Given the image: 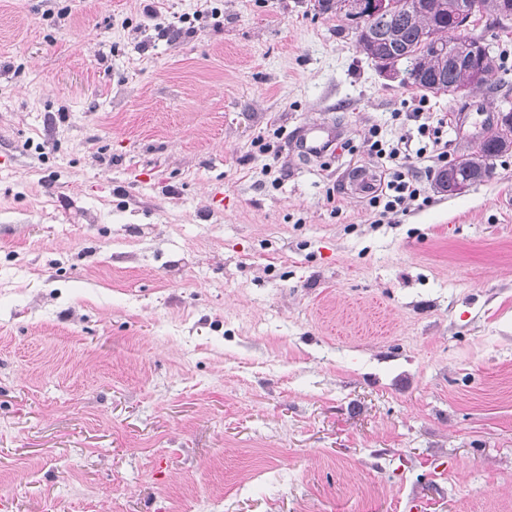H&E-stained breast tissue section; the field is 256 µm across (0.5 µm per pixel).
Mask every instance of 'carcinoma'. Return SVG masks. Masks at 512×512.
Masks as SVG:
<instances>
[{"label": "carcinoma", "instance_id": "1", "mask_svg": "<svg viewBox=\"0 0 512 512\" xmlns=\"http://www.w3.org/2000/svg\"><path fill=\"white\" fill-rule=\"evenodd\" d=\"M394 7L386 15L369 14L358 21H351L338 8L323 5L315 0L318 13L331 15L340 21V31L349 32L355 45L366 58L379 61L396 46L405 58L408 68L404 83L432 94H446L466 82L468 68L456 67L449 62L454 44L453 24L460 7V0H417L420 9L414 10L408 0H393ZM485 27L506 28L508 21L499 18V11L512 7V0H483ZM462 179L472 178L480 183L493 173L486 145L472 144L464 149L453 162Z\"/></svg>", "mask_w": 512, "mask_h": 512}]
</instances>
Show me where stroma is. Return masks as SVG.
Masks as SVG:
<instances>
[{"instance_id":"obj_1","label":"stroma","mask_w":512,"mask_h":512,"mask_svg":"<svg viewBox=\"0 0 512 512\" xmlns=\"http://www.w3.org/2000/svg\"><path fill=\"white\" fill-rule=\"evenodd\" d=\"M314 3L0 0L6 512H512V153L458 195L417 162L392 220L347 196L419 92ZM473 31L501 88L428 95L452 160L512 100V28ZM344 134L338 125L315 124L298 129L291 137V148L294 153L304 157H322L329 151H337L336 144Z\"/></svg>"}]
</instances>
